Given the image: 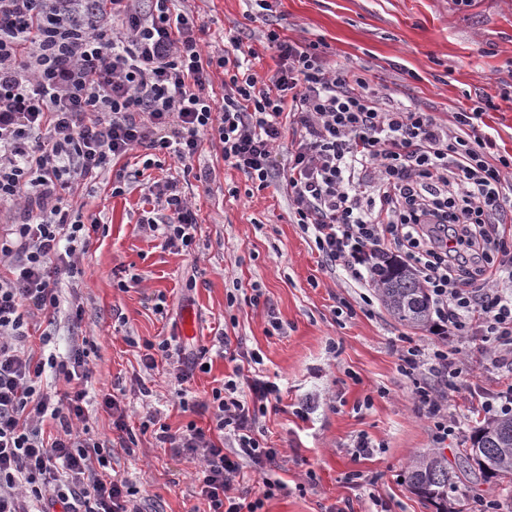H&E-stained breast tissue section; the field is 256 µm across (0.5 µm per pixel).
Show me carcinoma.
I'll list each match as a JSON object with an SVG mask.
<instances>
[{
    "label": "carcinoma",
    "mask_w": 512,
    "mask_h": 512,
    "mask_svg": "<svg viewBox=\"0 0 512 512\" xmlns=\"http://www.w3.org/2000/svg\"><path fill=\"white\" fill-rule=\"evenodd\" d=\"M378 283L381 302L395 319L413 329L428 327L431 313L427 291L412 273L392 264L378 274ZM461 462L479 471L485 481L511 476L512 416L495 418L479 427L471 447L464 449ZM407 485L412 494L435 506L437 512H450L448 501L456 485L446 457L430 452L413 459Z\"/></svg>",
    "instance_id": "1"
}]
</instances>
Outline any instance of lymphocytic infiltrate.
I'll return each instance as SVG.
<instances>
[{"label":"lymphocytic infiltrate","mask_w":512,"mask_h":512,"mask_svg":"<svg viewBox=\"0 0 512 512\" xmlns=\"http://www.w3.org/2000/svg\"><path fill=\"white\" fill-rule=\"evenodd\" d=\"M170 0H0V203H20L0 258V512H142L136 486L108 475L112 448L132 438L124 392L107 393L112 435L90 426L84 405L94 377L88 341L61 356L34 359L27 319L67 310L82 319L78 295L63 283L79 275L91 229L71 197L93 191L115 159L137 148L189 165L209 135L225 163L264 188L280 174L276 156L290 137L283 176L293 214L328 267L373 282L397 262L427 289L440 341L400 349L412 398L444 445L461 425L448 403L463 349L478 343L499 387L470 397L472 418L512 413V161L470 112L443 123L421 108L385 104L367 75L330 69L315 44L266 33L279 63L260 77L250 60L206 52L194 16ZM224 73V100L209 93ZM154 216L143 230L191 250L197 217L178 180L152 183ZM145 370L189 383L205 352L181 359L179 343L143 341ZM64 382L51 391L45 373ZM280 388L262 375L227 380L204 400L181 399L209 427L171 430L157 410L140 432L194 462L208 512H262L283 490L264 479L255 499L237 492L244 466H277L280 451L257 424ZM229 433L233 447L215 437Z\"/></svg>","instance_id":"1"}]
</instances>
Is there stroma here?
<instances>
[{
	"label": "stroma",
	"mask_w": 512,
	"mask_h": 512,
	"mask_svg": "<svg viewBox=\"0 0 512 512\" xmlns=\"http://www.w3.org/2000/svg\"><path fill=\"white\" fill-rule=\"evenodd\" d=\"M262 15L253 0H173L172 12L198 18L214 53L224 50L225 29L250 32L258 54L254 68L267 75L277 57L268 49L267 29L281 30L299 42H322L331 66L367 72L394 102L435 112L451 122L455 112L480 106V92L495 103L481 120L495 135L501 155L512 160V0H474L457 9L453 0H273ZM140 152L123 158L129 178L125 192L112 193L111 178L96 192L76 194L85 214L100 227L91 236L77 279L85 314L73 328L65 314L54 323L39 322L31 331L33 355L59 353L78 339L98 347L95 383L85 414L99 435L112 434V418L102 407L103 391L129 390L125 401L130 426H137L143 406L161 410L177 429L188 421L207 425L178 407V388L165 375L143 371L136 340L170 336L186 350L210 347L208 372H195L188 390L201 399L232 375L234 362L211 348L214 336L258 353L259 371L279 384L282 400L261 418L269 446L285 457L271 478L284 491L264 503L263 512H327L350 507L371 512L382 502L385 512H435L412 495L407 466L433 449L426 420L412 399V380L397 368V351L434 341L432 330L400 324L382 305L377 287H363L343 270L324 267L313 237L295 224L283 183L257 189L241 172L225 165L218 148L203 141L191 171L174 159L144 167ZM210 169L209 182L197 170ZM177 177L198 216L196 252L185 255L162 238L142 235L137 222L148 207L143 185ZM239 284L235 304L226 294ZM258 304H251L253 289ZM282 321V333H269V317ZM53 336L41 347L43 332ZM142 379L149 397L131 392ZM461 389L450 399L455 412L476 392H489L496 380L481 370L477 358L462 366ZM478 424L466 420L462 432L443 453L455 460ZM367 436L377 450L353 460L351 448ZM112 471L136 486L144 512H205L196 493L195 466L156 448L150 436H137L134 448H115ZM359 470L371 485L348 479ZM458 512H471L475 499L500 503L512 512V478L485 482L466 468L455 471Z\"/></svg>",
	"instance_id": "obj_1"
}]
</instances>
